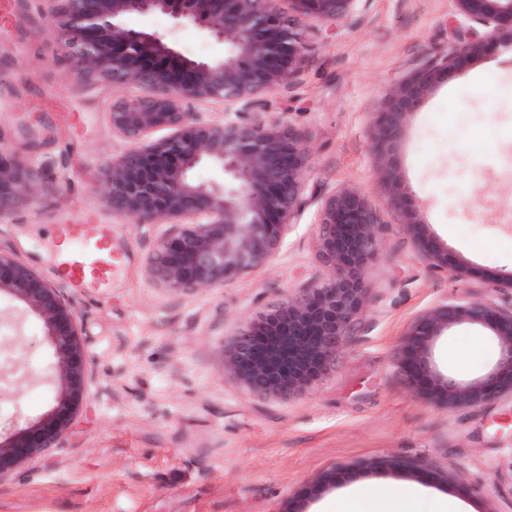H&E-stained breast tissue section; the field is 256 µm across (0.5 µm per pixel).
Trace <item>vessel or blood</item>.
I'll return each instance as SVG.
<instances>
[{
    "mask_svg": "<svg viewBox=\"0 0 512 512\" xmlns=\"http://www.w3.org/2000/svg\"><path fill=\"white\" fill-rule=\"evenodd\" d=\"M74 246L63 266L75 290L103 291L123 267L124 255L112 245L108 224H77L72 228Z\"/></svg>",
    "mask_w": 512,
    "mask_h": 512,
    "instance_id": "obj_1",
    "label": "vessel or blood"
}]
</instances>
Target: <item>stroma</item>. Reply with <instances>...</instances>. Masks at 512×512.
<instances>
[{
    "label": "stroma",
    "mask_w": 512,
    "mask_h": 512,
    "mask_svg": "<svg viewBox=\"0 0 512 512\" xmlns=\"http://www.w3.org/2000/svg\"><path fill=\"white\" fill-rule=\"evenodd\" d=\"M50 0H0V140L39 167L37 201L0 223V248L59 288L76 308L91 368L89 398L61 447L0 480V512H323L357 484L416 486L422 512H512V399L473 409L411 394L396 362L409 323L440 303L512 306V48L506 32L450 24V0H360L326 37L305 18L297 77L246 107L247 118L298 128L308 146L304 211L270 264L224 287L172 295L145 267L164 231L113 217L97 187L102 167L128 146L112 132L113 100L135 96L79 82L60 63ZM490 41L476 64L441 76L415 109L399 150L408 204L461 277L427 268L384 201L373 122L386 93L456 39ZM43 113L48 147L24 152L18 130ZM347 187L385 226L360 324L321 383L291 403L249 397L221 371L230 335L289 292L326 279L314 218L321 199ZM65 224H108L125 265L104 293L74 291L56 270ZM461 352V360L448 355ZM461 379L495 361L487 329L460 325L433 348ZM48 384L0 386V435L15 404L29 418L52 406ZM421 464L408 473L392 461ZM334 473L330 486L315 479Z\"/></svg>",
    "instance_id": "1"
}]
</instances>
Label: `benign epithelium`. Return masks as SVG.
<instances>
[{"instance_id":"benign-epithelium-1","label":"benign epithelium","mask_w":512,"mask_h":512,"mask_svg":"<svg viewBox=\"0 0 512 512\" xmlns=\"http://www.w3.org/2000/svg\"><path fill=\"white\" fill-rule=\"evenodd\" d=\"M50 26L64 63L85 83L113 89L136 86L109 112L112 132L130 147L101 172L112 216L134 224H164L167 234L147 261L149 275L173 295L224 287L269 264L282 250L302 211L308 179L307 145L290 124L248 121L237 112L203 120L187 110L195 101L256 104L293 80L305 58L298 16L327 25L349 16L359 0H53ZM452 22L464 20L512 33V0H451ZM134 15H163L174 28L198 27L216 48L211 55L180 54L163 35L129 26ZM488 43L463 40L437 52L429 65L387 95L373 139L382 158L379 178L387 202L429 268L467 273L448 260L417 212L405 203L397 149L415 107L440 75L478 62ZM166 134L150 138L156 131ZM211 167L224 182L201 180ZM39 173L0 146V221L36 199ZM317 252L328 277L288 294L273 311L246 322L223 345V373L251 396L293 402L325 377L340 348L354 335L368 302V264L379 255L382 224L362 194L334 191L315 217ZM33 316L52 347L44 380L53 407L35 420L18 417L15 432L0 439V480L26 461L59 447L85 400L90 368L76 312L60 290L0 251V298ZM487 327L498 356L468 381L441 373L432 350L448 328ZM411 392L450 409H471L512 397V308L484 302L443 303L419 314L397 350Z\"/></svg>"}]
</instances>
